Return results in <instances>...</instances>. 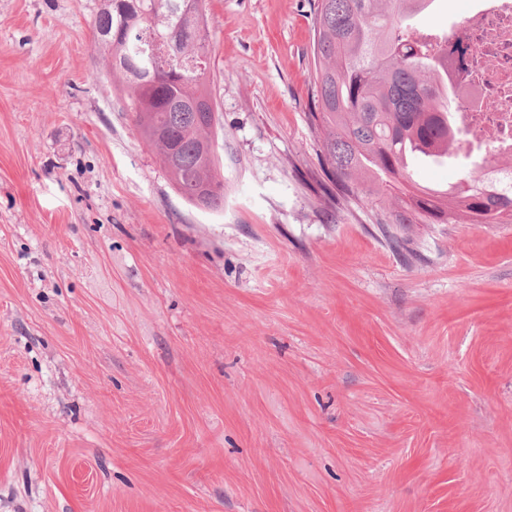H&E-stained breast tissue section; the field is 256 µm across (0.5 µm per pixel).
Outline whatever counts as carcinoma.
<instances>
[{
  "mask_svg": "<svg viewBox=\"0 0 512 512\" xmlns=\"http://www.w3.org/2000/svg\"><path fill=\"white\" fill-rule=\"evenodd\" d=\"M102 0L95 44L111 58L112 84L134 127L156 147L180 196L218 208L224 181L213 147L219 120L206 84L203 0ZM434 0H316L309 119L321 128V190L358 193L380 205L379 224H512V176L484 149L480 163L446 191L411 185L415 162L455 157L457 134L443 73L448 55L468 67L464 40L411 37L412 19Z\"/></svg>",
  "mask_w": 512,
  "mask_h": 512,
  "instance_id": "cac0c4a2",
  "label": "carcinoma"
}]
</instances>
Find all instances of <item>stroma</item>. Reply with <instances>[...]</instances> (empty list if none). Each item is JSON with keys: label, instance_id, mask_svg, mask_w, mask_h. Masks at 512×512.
Segmentation results:
<instances>
[{"label": "stroma", "instance_id": "35a3bbf8", "mask_svg": "<svg viewBox=\"0 0 512 512\" xmlns=\"http://www.w3.org/2000/svg\"><path fill=\"white\" fill-rule=\"evenodd\" d=\"M315 0H206L224 205L0 0V512H512V224L327 199Z\"/></svg>", "mask_w": 512, "mask_h": 512}]
</instances>
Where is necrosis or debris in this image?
Listing matches in <instances>:
<instances>
[{
    "label": "necrosis or debris",
    "instance_id": "1",
    "mask_svg": "<svg viewBox=\"0 0 512 512\" xmlns=\"http://www.w3.org/2000/svg\"><path fill=\"white\" fill-rule=\"evenodd\" d=\"M470 72L448 79L464 149L492 143L512 161V0H477L465 18Z\"/></svg>",
    "mask_w": 512,
    "mask_h": 512
}]
</instances>
